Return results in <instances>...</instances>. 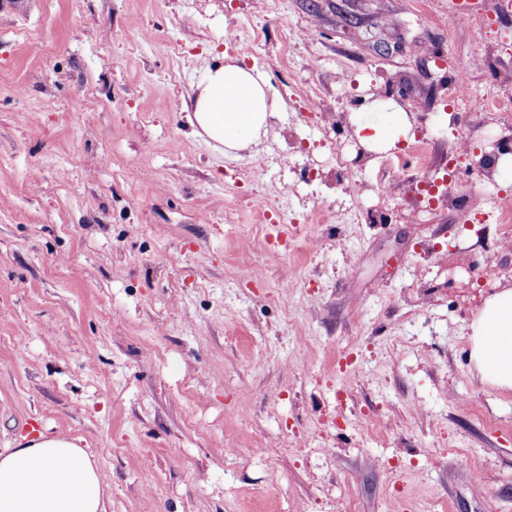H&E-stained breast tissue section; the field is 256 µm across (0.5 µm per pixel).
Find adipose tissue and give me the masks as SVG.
Instances as JSON below:
<instances>
[{"mask_svg":"<svg viewBox=\"0 0 512 512\" xmlns=\"http://www.w3.org/2000/svg\"><path fill=\"white\" fill-rule=\"evenodd\" d=\"M273 111L265 78L230 62L206 73L194 119L213 141L240 149L265 131ZM471 330L472 364L512 390V286L484 301ZM104 487L90 454L71 440L42 434L0 450V512H104Z\"/></svg>","mask_w":512,"mask_h":512,"instance_id":"adipose-tissue-1","label":"adipose tissue"}]
</instances>
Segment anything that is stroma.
<instances>
[{
  "instance_id": "stroma-1",
  "label": "stroma",
  "mask_w": 512,
  "mask_h": 512,
  "mask_svg": "<svg viewBox=\"0 0 512 512\" xmlns=\"http://www.w3.org/2000/svg\"><path fill=\"white\" fill-rule=\"evenodd\" d=\"M453 12L0 0V449L76 442L106 512H512V391L467 357L512 237L410 207L455 128L372 147L369 172L400 165L388 196L323 183L386 101L447 112L453 69L512 98V14ZM232 60L276 104L239 150L191 123Z\"/></svg>"
}]
</instances>
